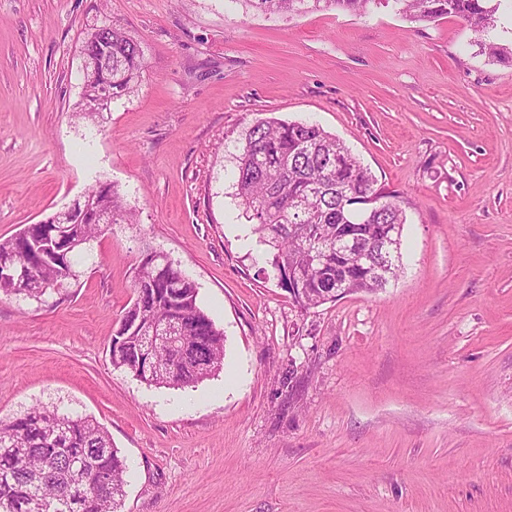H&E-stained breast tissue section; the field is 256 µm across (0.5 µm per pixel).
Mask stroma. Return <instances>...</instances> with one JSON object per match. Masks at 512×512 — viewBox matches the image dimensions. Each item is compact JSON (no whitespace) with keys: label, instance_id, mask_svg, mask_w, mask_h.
I'll list each match as a JSON object with an SVG mask.
<instances>
[{"label":"stroma","instance_id":"stroma-1","mask_svg":"<svg viewBox=\"0 0 512 512\" xmlns=\"http://www.w3.org/2000/svg\"><path fill=\"white\" fill-rule=\"evenodd\" d=\"M120 22L134 92L74 114L82 41ZM456 18L371 4L258 14L242 0H0V238L98 182L134 224L78 286L0 297V417H94L128 465L121 512H512V65ZM311 120L396 192V279L301 308L234 197L256 118ZM198 287L224 366L184 388L113 367L145 252Z\"/></svg>","mask_w":512,"mask_h":512}]
</instances>
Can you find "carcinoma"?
Returning <instances> with one entry per match:
<instances>
[{
	"label": "carcinoma",
	"instance_id": "carcinoma-1",
	"mask_svg": "<svg viewBox=\"0 0 512 512\" xmlns=\"http://www.w3.org/2000/svg\"><path fill=\"white\" fill-rule=\"evenodd\" d=\"M256 12L303 15L337 8L355 16L374 0H244ZM396 11L413 22L447 16L478 35V54L512 63V46L491 36L494 15L503 0H392ZM83 96L100 94L102 109L130 93L145 67L144 51L118 23L112 31L95 27L82 42ZM235 196L253 232L272 249V264L285 276L283 288L303 308L318 307L341 295L374 293L400 270V246L406 216L396 193L376 187V180L349 148L316 123L259 118L248 128L236 156ZM373 201L370 218L355 205ZM68 224L77 243L70 264L45 265L34 286L0 277V295L40 300L79 280L90 241L104 228L95 214H112L114 224L136 223L110 183H97L74 203ZM392 261H382L383 248ZM29 248L12 236L0 238V260H22ZM151 252L135 268L132 304L118 321L126 337L112 365L149 386L182 388L210 377L224 363V334L198 304L194 281L168 261L154 264ZM294 275L293 284L286 276ZM139 320L167 321L180 328L176 346L150 352L154 371L138 370L145 349L131 330ZM125 459L108 431L91 416L33 407L0 418V512H120ZM103 474L109 482L101 483Z\"/></svg>",
	"mask_w": 512,
	"mask_h": 512
}]
</instances>
